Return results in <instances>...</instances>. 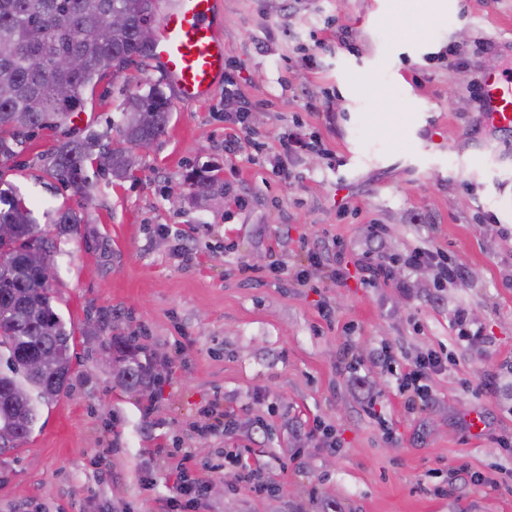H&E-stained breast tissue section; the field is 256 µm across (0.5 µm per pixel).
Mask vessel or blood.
<instances>
[{"mask_svg": "<svg viewBox=\"0 0 512 512\" xmlns=\"http://www.w3.org/2000/svg\"><path fill=\"white\" fill-rule=\"evenodd\" d=\"M152 55L186 104L208 102L227 61L217 0H164ZM480 108L494 133H512V73L483 72Z\"/></svg>", "mask_w": 512, "mask_h": 512, "instance_id": "b4317fda", "label": "vessel or blood"}]
</instances>
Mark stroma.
Listing matches in <instances>:
<instances>
[{
	"label": "stroma",
	"mask_w": 512,
	"mask_h": 512,
	"mask_svg": "<svg viewBox=\"0 0 512 512\" xmlns=\"http://www.w3.org/2000/svg\"><path fill=\"white\" fill-rule=\"evenodd\" d=\"M432 2L220 0L227 74L252 104L235 152L223 88L180 104L145 59L0 160L38 224L70 207L112 244L106 262L80 240L54 257L53 304L80 331L69 386L0 464V512H164L185 452L212 466L203 512H512V483L498 481L512 470V138L488 131L474 97L481 70L512 59V0ZM156 81L170 120L129 177L87 167L81 202L44 173L40 156L64 133L106 131ZM294 135L319 147L283 174L280 142ZM206 170L215 183L195 194L187 176ZM376 224L382 254L433 247L466 277L439 292L425 266L405 295L355 276L334 284L311 261L335 238L356 264ZM458 308L486 342L458 336ZM103 316L109 328L84 335ZM117 336L164 354L160 384L117 382L100 359ZM431 350L448 355L428 379L433 402L408 407L402 378ZM484 380L494 392L476 394ZM219 411L234 422L224 434L208 430ZM317 423L338 450L310 438ZM160 443L172 456L156 455ZM235 448L271 490L233 482L223 461Z\"/></svg>",
	"instance_id": "35a3bbf8"
}]
</instances>
